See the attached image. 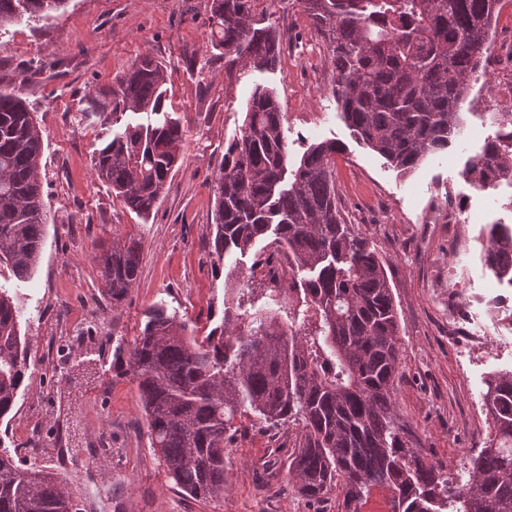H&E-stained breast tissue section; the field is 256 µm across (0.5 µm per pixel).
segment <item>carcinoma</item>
Returning <instances> with one entry per match:
<instances>
[{
  "label": "carcinoma",
  "mask_w": 512,
  "mask_h": 512,
  "mask_svg": "<svg viewBox=\"0 0 512 512\" xmlns=\"http://www.w3.org/2000/svg\"><path fill=\"white\" fill-rule=\"evenodd\" d=\"M66 0H0V27L43 18ZM258 0H211V48L228 76L271 70L277 26ZM330 51L336 96L349 127L403 173L447 148L466 128L462 105L487 70L489 33L504 0H299ZM166 68L150 55L112 90V117H152L95 149L91 170L128 212L146 220L181 160L185 130L166 105ZM495 133L466 168L480 187L512 180V110L486 114ZM284 112L258 85L240 135L216 178L212 252L279 246L295 272L296 307L281 316L272 288L243 307L227 289L222 324L199 338L162 307L147 312L130 350L151 447L175 486L202 500L224 496V455L252 411L269 428L299 427L288 472L293 489L323 498L345 486V507L376 485L392 490L393 512H512V373L486 380L483 399L495 438L454 483L406 448L396 422L399 316L374 242L354 232L336 199L342 147L323 141L288 168ZM43 139L32 112L0 82V267L18 280L36 270L48 215L39 170ZM485 263L512 281V227L492 225ZM106 294L117 306L135 282L140 244L101 246ZM21 312L0 285V418L29 369ZM73 508L55 472L17 466L0 440V512Z\"/></svg>",
  "instance_id": "obj_1"
}]
</instances>
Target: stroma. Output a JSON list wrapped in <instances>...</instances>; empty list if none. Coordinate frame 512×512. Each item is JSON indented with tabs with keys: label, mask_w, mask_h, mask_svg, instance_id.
<instances>
[{
	"label": "stroma",
	"mask_w": 512,
	"mask_h": 512,
	"mask_svg": "<svg viewBox=\"0 0 512 512\" xmlns=\"http://www.w3.org/2000/svg\"><path fill=\"white\" fill-rule=\"evenodd\" d=\"M210 4L67 0L46 18L0 29V79L16 80L40 129L50 212L34 274L21 281L0 271L22 313L30 363L13 411L0 419V438L18 465L58 473L78 512H345L343 488L322 501L292 489L296 429L271 431L250 415L237 419L226 450L223 497L184 494L151 448L129 362L148 308H167L201 337L220 325L227 287L269 285L253 272L264 242L227 259L210 246L216 174L253 87L262 85L279 97L290 164L313 144L344 146L336 157L338 204L383 257L399 314L398 421L415 453L450 479H467L471 456L490 436L476 414L485 381L512 371V352L486 345L467 352L449 339V267L461 287L483 294L494 278L484 263L488 228L512 222L504 200L464 177L481 141L463 136L401 174L344 121L331 55L298 0L269 7L282 41L276 68L238 80L226 76L223 55L209 45ZM146 53L167 68V103L186 138L157 210L144 221L94 180L90 157L113 128L148 123L143 113L101 118L118 79ZM88 110L95 118L83 119ZM452 198L464 203L465 223L429 222V209L447 211ZM459 236L472 239L470 253L454 250ZM129 237L142 247L139 273L115 306L95 256L99 245ZM71 335L76 354L54 357V343Z\"/></svg>",
	"instance_id": "obj_1"
}]
</instances>
